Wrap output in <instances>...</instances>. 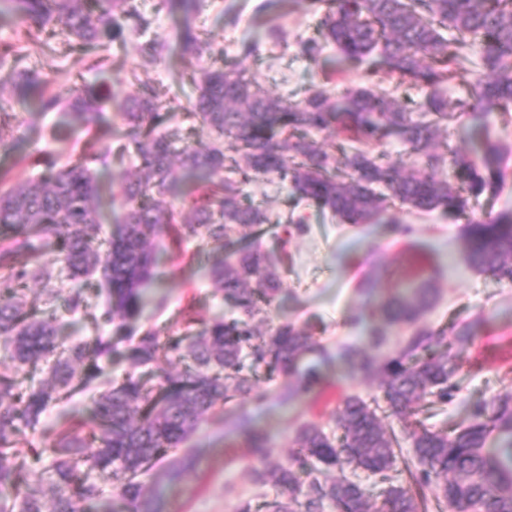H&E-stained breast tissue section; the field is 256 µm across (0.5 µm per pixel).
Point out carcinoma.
<instances>
[{
	"mask_svg": "<svg viewBox=\"0 0 512 512\" xmlns=\"http://www.w3.org/2000/svg\"><path fill=\"white\" fill-rule=\"evenodd\" d=\"M320 12L318 35L299 41L300 54L319 60L331 44L343 61L357 65L370 57L397 75L400 83L426 89L411 110L362 85L341 98L319 88L303 100L273 97L254 77L224 64L197 67L213 46L196 24L203 0H160L174 19L170 39L150 38L140 53L177 56L195 88L182 110L193 130L207 133L200 146L188 143L170 124L174 107L148 82L132 93L114 87L96 91L75 81L47 93L48 81L25 65L26 57L0 47V80L12 84V97H39L47 109L60 102L74 121L97 119L105 102L116 101L123 127L110 132L99 159L134 149L136 177L121 182L123 216L112 236L101 234V195L95 176L79 157L60 166L45 161L38 181H19L0 191V339L12 366L0 370V501L8 512H82V503L103 497L117 485L133 512H160L158 497L146 493L144 477L161 466L173 483L192 469L189 443L200 419L233 400H244L257 385L256 369L285 379L288 396L305 395L320 381L317 361L327 351L293 322L264 335L254 323L283 289L281 271L251 242L269 223L259 207L242 202V186L260 177L291 185L298 199L328 210L347 224H367L398 203L416 212L463 214L469 201L494 196L505 178L495 146L482 165L466 156L448 158V144L436 140L455 113L493 112L512 120V0H309ZM13 13L35 28L36 52L54 51L60 27L68 49L107 52L122 46L126 32L146 34L151 22L137 0H0V16ZM472 66L474 81L448 111L443 88ZM330 131L349 141L396 135L422 167L402 170L363 151L339 146L334 154L312 136ZM452 161L451 178L437 172ZM189 179L203 194L194 200L193 218H178L169 197ZM197 239L219 256L209 278L234 316L214 317L186 336L162 338L153 326H138L145 289L160 277V236ZM238 243L229 256L224 247ZM460 258L465 265L512 282V212L465 224ZM73 278L95 281L96 306L82 289L64 299L99 329L114 325L133 341L128 358L151 377L126 374L95 400L88 435L57 434L50 460H28L24 433H35L53 405L88 388L100 362L117 354L112 338L66 345L58 340L56 318L45 316L28 298V280L50 282L56 265ZM380 272L360 285L364 303L352 317L363 329L361 342L346 345L339 358L351 375H381L382 402L344 396L332 413L331 433L306 422L292 439L297 451L284 460L269 454L266 435L242 416L240 429L254 465L257 484L271 485L281 498L266 512H512V392L476 407L468 421L450 431H432L413 419L419 404H445L458 390L453 378L458 358L473 340L472 324L451 332L419 321L435 305L437 289L428 279L385 291ZM406 328L396 355L377 356L392 330ZM183 363L166 371L172 359ZM46 363L37 385L20 371ZM392 418L411 441L413 456L400 459V437L383 422ZM403 463L410 487L390 485L381 506L352 474L362 471L391 480Z\"/></svg>",
	"mask_w": 512,
	"mask_h": 512,
	"instance_id": "1",
	"label": "carcinoma"
}]
</instances>
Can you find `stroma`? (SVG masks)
<instances>
[{
	"mask_svg": "<svg viewBox=\"0 0 512 512\" xmlns=\"http://www.w3.org/2000/svg\"><path fill=\"white\" fill-rule=\"evenodd\" d=\"M263 0H207L199 22L212 39L223 46L226 61L257 77L273 95L293 101L303 99L313 88L322 86L320 67L309 65L297 53L299 37L316 33L319 19L308 0H291L285 11L274 18L286 44L263 49L259 55L244 56L242 45L251 41L253 29L263 28L269 18L261 12ZM138 36H130L127 48L118 52L113 64L92 66L91 58L80 52L59 50L36 59L34 66L55 86L77 80L104 88L123 79L127 71L150 80L165 100L187 102L194 88L175 61L153 60L137 49ZM0 110L8 112L5 142L8 152H0V163L8 171L7 183L37 178L41 172L36 160L40 153H51L68 160L70 155L97 152L101 129L120 126L116 103L105 104L96 123L69 124L60 111H42L37 104L19 103L10 96L0 97ZM455 152L480 160V142L495 145L504 159L506 178L494 197H481L472 203L467 215L442 211L419 214L397 206L389 217L409 226L407 235L388 233L373 236L369 224H343L330 212L298 201L290 187L264 178L245 185L244 203L266 209L272 223L262 225L259 241L264 250H276L283 233V222L292 215L305 216L307 229L293 235L288 250L291 261L282 270L283 290L269 309L262 331L280 322L314 324L317 339L336 355L345 344H356L362 332L349 317L361 303L358 285L379 267L383 287L403 280L416 266L439 270L440 300L423 322L432 328L451 326L459 321L474 325V341L460 356L461 389L445 405H422L419 417L435 430H446L466 420L471 407L492 400L499 393L512 391V283L472 270L459 260L461 235L468 217H494L512 211V123L504 124L492 114L476 119L463 116L441 131ZM347 253L346 262H337L338 253ZM157 285L145 291L147 305L142 321L163 328L170 336L182 335L178 322L182 310H190L198 322H205L227 310L215 295L197 256V244L183 243L181 255L164 261ZM330 363L319 367L320 386L311 394L288 398L282 394V381L258 371V385L245 403L225 405L223 410L202 422L192 439L195 466L183 480L163 489L162 512H236L247 502L252 512H265L267 501L277 496L275 487L255 484L250 475L251 458L238 423L248 415L254 426L265 432L274 457H287L297 427L306 421L327 422L328 413L346 394L365 400L379 397L375 377L330 373Z\"/></svg>",
	"mask_w": 512,
	"mask_h": 512,
	"instance_id": "35a3bbf8",
	"label": "stroma"
}]
</instances>
